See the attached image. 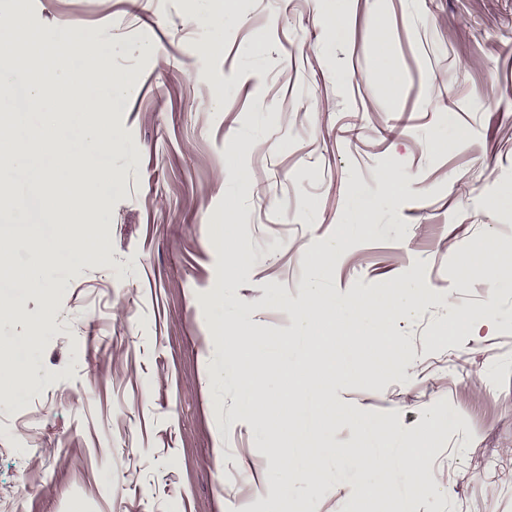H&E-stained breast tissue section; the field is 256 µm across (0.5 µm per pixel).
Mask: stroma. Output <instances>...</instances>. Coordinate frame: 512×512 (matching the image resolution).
Instances as JSON below:
<instances>
[{
  "label": "stroma",
  "instance_id": "35a3bbf8",
  "mask_svg": "<svg viewBox=\"0 0 512 512\" xmlns=\"http://www.w3.org/2000/svg\"><path fill=\"white\" fill-rule=\"evenodd\" d=\"M204 7L0 0V37L18 12L85 32L128 81L95 160L116 180L90 192L107 247L82 262L51 252L40 188L52 141L85 122L0 83V155L30 142L0 190V269L37 274L0 281L18 308L0 357L33 372L0 400V512H362L370 427L435 432L431 488L387 476L407 512H512V260L490 278L463 264L512 240V0H233L215 45ZM389 171L408 190L387 196ZM403 286L391 365L340 378L335 413L310 405L313 449L341 451L325 484L283 486L276 461L301 438L242 415L215 326L287 343L258 361L277 393L311 352L296 315L311 291L379 304ZM457 307L475 329L449 340Z\"/></svg>",
  "mask_w": 512,
  "mask_h": 512
}]
</instances>
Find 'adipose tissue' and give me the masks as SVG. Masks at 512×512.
I'll return each instance as SVG.
<instances>
[{"mask_svg":"<svg viewBox=\"0 0 512 512\" xmlns=\"http://www.w3.org/2000/svg\"><path fill=\"white\" fill-rule=\"evenodd\" d=\"M379 448L363 459V467L371 477L368 492H375L386 483V474L391 468L403 470L408 479L419 485H430L431 477L422 468L426 454L424 441L403 445L399 450L389 447L393 437L391 430L376 428L372 431ZM322 456L318 453H306L298 457L279 460L277 473L283 483H303L317 485L323 482Z\"/></svg>","mask_w":512,"mask_h":512,"instance_id":"ef3b65f1","label":"adipose tissue"}]
</instances>
